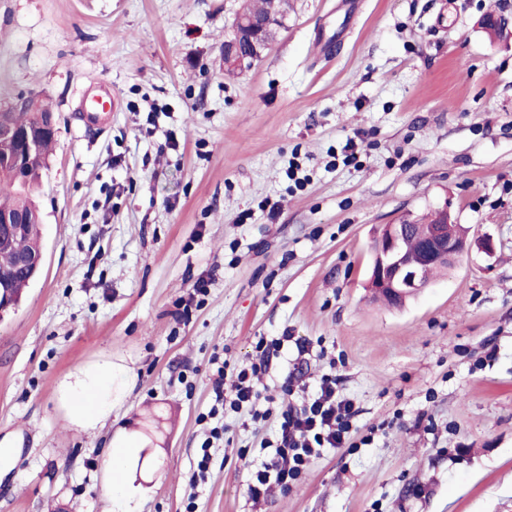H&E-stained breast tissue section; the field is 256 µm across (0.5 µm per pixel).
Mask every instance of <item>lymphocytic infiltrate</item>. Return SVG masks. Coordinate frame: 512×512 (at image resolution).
<instances>
[{"instance_id":"f902f5d3","label":"lymphocytic infiltrate","mask_w":512,"mask_h":512,"mask_svg":"<svg viewBox=\"0 0 512 512\" xmlns=\"http://www.w3.org/2000/svg\"><path fill=\"white\" fill-rule=\"evenodd\" d=\"M280 345L277 339L269 345L257 343V360L237 369L229 386L222 378L227 364L219 362L213 386L214 403L207 413L214 421L220 412L238 413L245 409L256 421L278 416L279 428L274 439L263 443L268 450L266 458L249 464L248 492L255 500L264 498L275 488L288 490L313 458L324 450L345 447L354 414L352 403L337 396L336 380L329 376L323 377L316 393L281 414L262 408V393L256 379L267 366L270 348Z\"/></svg>"}]
</instances>
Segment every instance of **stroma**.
I'll return each mask as SVG.
<instances>
[{"mask_svg":"<svg viewBox=\"0 0 512 512\" xmlns=\"http://www.w3.org/2000/svg\"><path fill=\"white\" fill-rule=\"evenodd\" d=\"M290 3L233 75L241 0H0V109L33 95L58 128L41 269L0 315V512H112L122 426L140 512H185L212 356L234 368L280 337L275 408L336 377L349 445L256 501L248 462L276 422L230 415L197 512H512V0ZM105 88L121 107L86 128L77 107ZM443 207L494 254L403 307L372 300L376 230ZM105 359L135 385L77 431L59 382ZM111 452L104 464L106 483L104 494L112 500L113 512H133L121 510L125 508L122 499V490L125 482V460L126 454L131 451V446L125 442L121 435H116L110 441Z\"/></svg>","mask_w":512,"mask_h":512,"instance_id":"35a3bbf8","label":"stroma"}]
</instances>
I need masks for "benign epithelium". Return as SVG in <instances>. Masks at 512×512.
<instances>
[{
  "instance_id": "benign-epithelium-1",
  "label": "benign epithelium",
  "mask_w": 512,
  "mask_h": 512,
  "mask_svg": "<svg viewBox=\"0 0 512 512\" xmlns=\"http://www.w3.org/2000/svg\"><path fill=\"white\" fill-rule=\"evenodd\" d=\"M275 34L265 32V27L247 22L235 25L231 43L233 47L245 46L243 53L233 61V66L243 69L260 60L274 43ZM37 147V135L22 131L13 124L0 125V165L14 168L17 176L25 174L22 152L31 153ZM448 211H441V220L425 227L420 248L414 255L401 248V242L414 221L405 219L397 224H384L374 239V258L369 278V288L374 293L388 296L400 305L430 283L431 270L449 269L468 252V229L455 225V232H448ZM27 224L21 213L0 214V230L9 234L23 232Z\"/></svg>"
}]
</instances>
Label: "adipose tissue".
<instances>
[{
    "instance_id": "obj_1",
    "label": "adipose tissue",
    "mask_w": 512,
    "mask_h": 512,
    "mask_svg": "<svg viewBox=\"0 0 512 512\" xmlns=\"http://www.w3.org/2000/svg\"><path fill=\"white\" fill-rule=\"evenodd\" d=\"M134 380L130 367L109 360L68 373L59 383V397L72 426L85 432L95 429L128 395ZM110 448L104 464V494L112 502V512H122L125 460L131 447L118 435L111 440Z\"/></svg>"
}]
</instances>
